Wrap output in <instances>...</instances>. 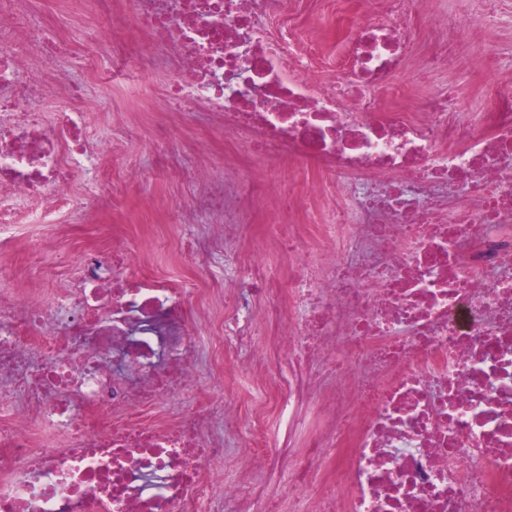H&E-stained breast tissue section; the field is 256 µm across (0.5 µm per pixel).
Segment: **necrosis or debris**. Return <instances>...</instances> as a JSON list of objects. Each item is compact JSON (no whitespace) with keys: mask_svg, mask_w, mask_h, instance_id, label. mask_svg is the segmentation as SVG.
Masks as SVG:
<instances>
[{"mask_svg":"<svg viewBox=\"0 0 512 512\" xmlns=\"http://www.w3.org/2000/svg\"><path fill=\"white\" fill-rule=\"evenodd\" d=\"M112 67L150 74L158 55L178 78L168 95L196 103L227 145L259 152L230 165L224 185L251 213L274 193L280 162L335 189L332 205L266 227L288 255L271 277L246 223L210 225L188 251L224 258L204 280L134 275L145 254L113 234L86 253L79 279L43 269L54 286L0 287V512H250L244 486L206 470L242 406L197 396L192 318L224 305L219 352L251 345L256 322L274 338L288 380L261 400L239 456L270 458L264 412L296 434L315 415L305 453L288 456L290 512H512V74L482 112L448 94L413 111L378 95L413 58L407 0H380L390 23L355 21L341 77L316 90L324 60L292 31L273 30L288 0H83ZM29 46L0 49V252L20 224H52L97 197L108 169L91 149L80 89L45 75ZM60 94L46 116L27 89ZM466 202H452L456 189ZM193 397L163 414L175 391Z\"/></svg>","mask_w":512,"mask_h":512,"instance_id":"necrosis-or-debris-1","label":"necrosis or debris"}]
</instances>
